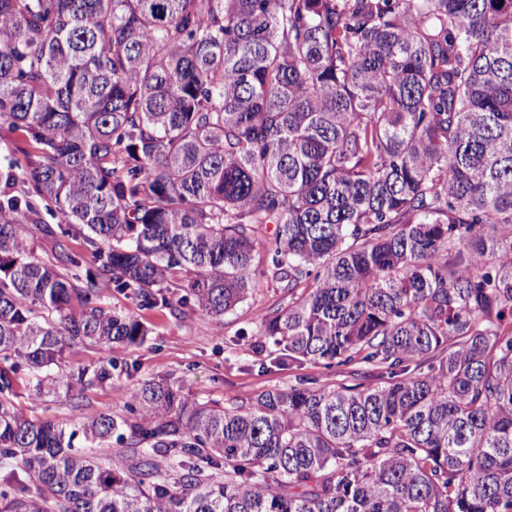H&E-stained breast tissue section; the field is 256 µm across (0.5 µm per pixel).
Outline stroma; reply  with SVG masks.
Segmentation results:
<instances>
[{
  "mask_svg": "<svg viewBox=\"0 0 512 512\" xmlns=\"http://www.w3.org/2000/svg\"><path fill=\"white\" fill-rule=\"evenodd\" d=\"M106 300L116 311L137 315L150 330L146 343L117 346L108 353L77 345L66 351L62 369L74 370L108 354L127 364L130 375L113 378L111 384L86 391L78 403L62 393L34 396L27 375L19 374L15 405L28 418L72 423L101 413L122 415L137 382L153 377L175 381L189 397L222 402L285 389L295 385L302 376L321 383L361 381L356 365L331 368L310 362L280 365L274 360V347L259 351L251 339L238 338V330L250 325L256 311L280 306L278 291L267 282L260 284L253 299L226 315L223 328L217 330L198 314L175 315L166 309H141L133 299L111 290L107 291Z\"/></svg>",
  "mask_w": 512,
  "mask_h": 512,
  "instance_id": "1",
  "label": "stroma"
}]
</instances>
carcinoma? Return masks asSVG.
I'll list each match as a JSON object with an SVG mask.
<instances>
[{"label":"carcinoma","mask_w":512,"mask_h":512,"mask_svg":"<svg viewBox=\"0 0 512 512\" xmlns=\"http://www.w3.org/2000/svg\"><path fill=\"white\" fill-rule=\"evenodd\" d=\"M0 125L33 148L0 188V512H512V0H0ZM264 277L255 344L377 383L15 406L23 367L131 375L62 372L146 342L104 289L222 326Z\"/></svg>","instance_id":"1"}]
</instances>
